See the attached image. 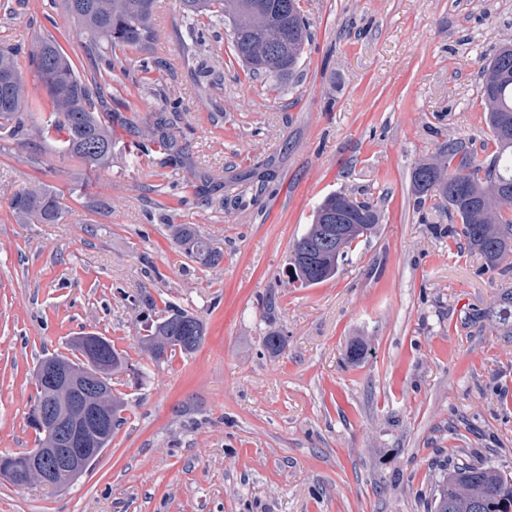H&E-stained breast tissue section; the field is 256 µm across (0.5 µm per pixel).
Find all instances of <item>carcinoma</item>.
<instances>
[{
  "label": "carcinoma",
  "mask_w": 512,
  "mask_h": 512,
  "mask_svg": "<svg viewBox=\"0 0 512 512\" xmlns=\"http://www.w3.org/2000/svg\"><path fill=\"white\" fill-rule=\"evenodd\" d=\"M155 0H62L64 9L80 24L81 40L97 56L98 72L80 76L59 44L50 36L36 40L28 68L46 89L47 101L32 100L26 92L22 65L9 47L0 48V137L16 139L36 134L62 155L96 171L112 163V103L102 85L112 79V52L146 46L159 37L154 23ZM184 17L210 15L229 30L234 55L256 75L288 79L295 74L310 37L300 0H180ZM482 97L486 121L495 145L484 176L481 167L456 142L448 143V160L417 164L411 181L418 203L437 198V206L459 217L461 227L450 233L478 253L489 270L512 255V44L500 46L482 68ZM150 94L164 114L153 127L137 130L138 146L172 141L177 102L163 88ZM64 192L35 181L14 192L10 208L27 224H56L63 213ZM360 221L362 231L344 241L341 251L329 245L336 235V212ZM380 222V211L368 198L330 193L313 212L306 231L292 243L291 265L310 286L336 275L339 262L355 240L368 236ZM175 242L191 258L215 268L223 254L189 224H171ZM512 330V291L497 307L482 313ZM205 338V324L196 314L168 306L143 339L151 359L160 363L176 353L192 352ZM125 402L112 395L111 426L100 442L106 448L122 422ZM433 512H512V477L493 466L459 464L435 485Z\"/></svg>",
  "instance_id": "1"
}]
</instances>
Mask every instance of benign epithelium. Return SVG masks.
<instances>
[{
  "mask_svg": "<svg viewBox=\"0 0 512 512\" xmlns=\"http://www.w3.org/2000/svg\"><path fill=\"white\" fill-rule=\"evenodd\" d=\"M36 373L60 396L61 406L47 404L35 412L32 423L45 439L8 475H23L58 489L83 475L98 456L96 439L110 420V394L100 372L79 371L52 356L38 365ZM61 433L71 447H57L54 438Z\"/></svg>",
  "mask_w": 512,
  "mask_h": 512,
  "instance_id": "1",
  "label": "benign epithelium"
}]
</instances>
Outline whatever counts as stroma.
<instances>
[{
    "instance_id": "obj_1",
    "label": "stroma",
    "mask_w": 512,
    "mask_h": 512,
    "mask_svg": "<svg viewBox=\"0 0 512 512\" xmlns=\"http://www.w3.org/2000/svg\"><path fill=\"white\" fill-rule=\"evenodd\" d=\"M43 3L0 0V47L27 55L40 33L86 72L76 20ZM300 5L311 40L278 81L243 69L223 25L158 0L160 38L120 56L163 62L155 76L183 102L174 149H137L158 105L118 71L109 167L32 136L0 147V454L37 445L42 358L91 330L128 362L109 448L64 490L0 476V512H428L458 463L512 475V333L473 319L512 290V257L485 270L411 181L452 140L489 163L481 70L512 42V0ZM195 39L206 52L184 59ZM35 179L65 191L59 223L14 218L10 196ZM334 191L374 200L381 220L305 288L290 246ZM171 224L200 230L218 267L187 256ZM168 305L206 334L158 364L141 338Z\"/></svg>"
}]
</instances>
